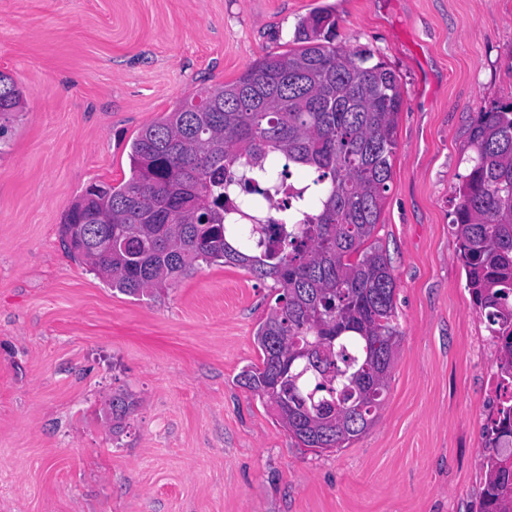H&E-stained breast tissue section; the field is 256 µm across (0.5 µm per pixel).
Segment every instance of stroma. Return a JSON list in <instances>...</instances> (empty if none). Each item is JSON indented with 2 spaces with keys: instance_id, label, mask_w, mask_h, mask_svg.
I'll list each match as a JSON object with an SVG mask.
<instances>
[{
  "instance_id": "stroma-1",
  "label": "stroma",
  "mask_w": 512,
  "mask_h": 512,
  "mask_svg": "<svg viewBox=\"0 0 512 512\" xmlns=\"http://www.w3.org/2000/svg\"><path fill=\"white\" fill-rule=\"evenodd\" d=\"M320 8L401 77L376 238L402 336L372 426L315 451L239 382L272 280L198 261L128 296L60 229L139 130ZM0 71L25 94L0 135V512H473L499 354L451 219L478 113L512 102V0H0Z\"/></svg>"
}]
</instances>
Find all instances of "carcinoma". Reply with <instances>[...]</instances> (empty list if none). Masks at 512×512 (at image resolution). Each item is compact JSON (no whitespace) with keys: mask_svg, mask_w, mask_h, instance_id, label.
Returning a JSON list of instances; mask_svg holds the SVG:
<instances>
[{"mask_svg":"<svg viewBox=\"0 0 512 512\" xmlns=\"http://www.w3.org/2000/svg\"><path fill=\"white\" fill-rule=\"evenodd\" d=\"M327 10L298 24L297 47L260 58L231 83L201 90L145 126L130 145V177L95 183L68 210L73 258L135 295L176 280L196 261L239 266L281 293L260 322V364L240 383L288 404V434L304 448H342L372 424L401 336L396 282L372 242L389 189L403 97L396 73L366 49L327 42ZM22 91L0 71V120ZM469 172L451 224L475 308L512 386V102L478 113ZM279 222L243 223L240 194ZM477 512H512V396L488 430Z\"/></svg>","mask_w":512,"mask_h":512,"instance_id":"obj_1","label":"carcinoma"}]
</instances>
